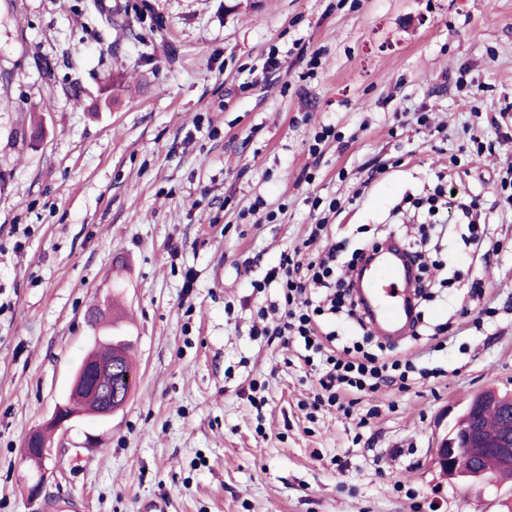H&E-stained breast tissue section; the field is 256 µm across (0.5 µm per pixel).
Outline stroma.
<instances>
[{
  "mask_svg": "<svg viewBox=\"0 0 512 512\" xmlns=\"http://www.w3.org/2000/svg\"><path fill=\"white\" fill-rule=\"evenodd\" d=\"M88 2L0 0V512H506L512 482L448 483L432 455L471 396L512 394V0H99L112 29ZM441 178L489 238L402 205ZM314 197L345 202L330 239L397 229L445 265L398 349L428 376L367 397L364 425L253 333ZM112 322L130 399L53 434L31 500L23 441Z\"/></svg>",
  "mask_w": 512,
  "mask_h": 512,
  "instance_id": "stroma-1",
  "label": "stroma"
}]
</instances>
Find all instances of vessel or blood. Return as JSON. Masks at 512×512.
<instances>
[{
  "mask_svg": "<svg viewBox=\"0 0 512 512\" xmlns=\"http://www.w3.org/2000/svg\"><path fill=\"white\" fill-rule=\"evenodd\" d=\"M407 283L406 260L392 251L372 266L362 286L355 290L370 323L386 339L402 335L413 320L414 303Z\"/></svg>",
  "mask_w": 512,
  "mask_h": 512,
  "instance_id": "vessel-or-blood-1",
  "label": "vessel or blood"
}]
</instances>
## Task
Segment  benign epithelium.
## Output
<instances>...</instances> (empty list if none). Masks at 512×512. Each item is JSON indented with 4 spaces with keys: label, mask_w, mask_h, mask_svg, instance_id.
Instances as JSON below:
<instances>
[{
    "label": "benign epithelium",
    "mask_w": 512,
    "mask_h": 512,
    "mask_svg": "<svg viewBox=\"0 0 512 512\" xmlns=\"http://www.w3.org/2000/svg\"><path fill=\"white\" fill-rule=\"evenodd\" d=\"M120 351L84 363L75 373L65 403L55 406L46 429L31 432L24 444L22 462L38 464L37 478L27 486L29 498L41 497L46 480L45 462L51 453L45 439L46 430L67 431L70 423L83 415L87 395L95 394L100 401V415L110 417L127 404L130 392L115 381L120 370ZM490 407L502 413L496 436L490 438L477 424L455 425L450 433L440 438L433 448V461L450 483L481 480L491 472H512V395L502 396L495 391L481 392L467 403V409Z\"/></svg>",
    "instance_id": "benign-epithelium-1"
}]
</instances>
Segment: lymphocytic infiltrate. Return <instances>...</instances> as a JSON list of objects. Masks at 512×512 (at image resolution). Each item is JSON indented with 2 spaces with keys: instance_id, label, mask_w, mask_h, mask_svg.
<instances>
[{
  "instance_id": "obj_1",
  "label": "lymphocytic infiltrate",
  "mask_w": 512,
  "mask_h": 512,
  "mask_svg": "<svg viewBox=\"0 0 512 512\" xmlns=\"http://www.w3.org/2000/svg\"><path fill=\"white\" fill-rule=\"evenodd\" d=\"M382 246L374 239L356 249L341 272L336 269L337 247L312 257L293 246L282 252L279 263L264 277L265 283H277L282 312L276 322L256 328L255 333L288 347L302 366L314 371L316 405L348 414L379 386H407L410 362L379 361L357 344L336 346L334 332L322 321L325 314L341 312L352 327L364 329L366 317L353 295V274L367 255Z\"/></svg>"
}]
</instances>
